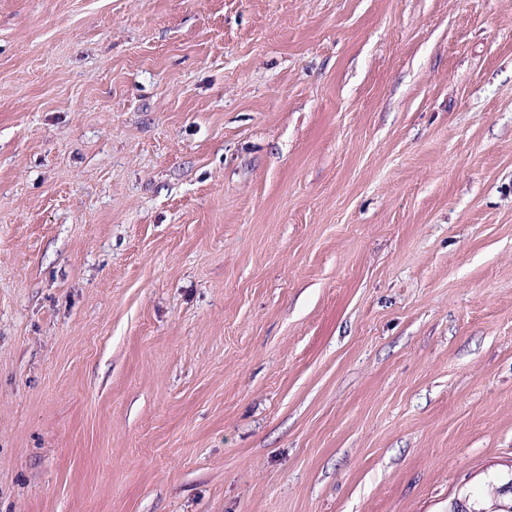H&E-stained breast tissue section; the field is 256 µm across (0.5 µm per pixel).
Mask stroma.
Masks as SVG:
<instances>
[{
	"instance_id": "35a3bbf8",
	"label": "stroma",
	"mask_w": 512,
	"mask_h": 512,
	"mask_svg": "<svg viewBox=\"0 0 512 512\" xmlns=\"http://www.w3.org/2000/svg\"><path fill=\"white\" fill-rule=\"evenodd\" d=\"M511 470L512 0H0V512Z\"/></svg>"
}]
</instances>
